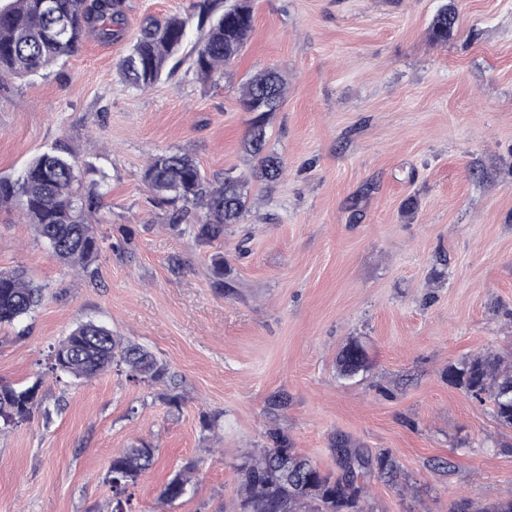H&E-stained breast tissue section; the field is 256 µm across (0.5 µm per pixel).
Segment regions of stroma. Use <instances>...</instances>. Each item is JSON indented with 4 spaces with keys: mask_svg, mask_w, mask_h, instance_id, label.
Instances as JSON below:
<instances>
[{
    "mask_svg": "<svg viewBox=\"0 0 512 512\" xmlns=\"http://www.w3.org/2000/svg\"><path fill=\"white\" fill-rule=\"evenodd\" d=\"M193 0H122L124 32L0 95V176L63 141L106 176L94 274L61 265L17 210L0 209V270L28 269L45 299L0 327V381L40 382V410L0 430V512H112V456L151 441L129 512H234L241 449L269 430L336 471L334 440L395 457L411 494L378 479L371 512H448L512 494V429L449 383V365L512 352V0H253L240 56L209 80L188 65L145 91L118 61L145 18ZM457 21L428 36L440 6ZM286 80L268 123L278 180L254 177L239 105L250 75ZM192 154L210 178L248 179V213L213 245L169 228L142 182L150 157ZM223 252L234 294L212 286ZM92 319L166 362L185 395L110 371L48 370ZM361 343L369 366L340 378ZM217 416L215 431L203 416ZM196 466L193 487L160 492ZM194 469L185 467L179 470L163 487L161 497L168 502H175L183 498L192 485Z\"/></svg>",
    "mask_w": 512,
    "mask_h": 512,
    "instance_id": "stroma-1",
    "label": "stroma"
}]
</instances>
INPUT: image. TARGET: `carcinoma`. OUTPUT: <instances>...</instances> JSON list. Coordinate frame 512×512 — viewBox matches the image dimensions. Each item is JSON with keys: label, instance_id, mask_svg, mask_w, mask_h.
<instances>
[{"label": "carcinoma", "instance_id": "1", "mask_svg": "<svg viewBox=\"0 0 512 512\" xmlns=\"http://www.w3.org/2000/svg\"><path fill=\"white\" fill-rule=\"evenodd\" d=\"M9 0L0 6V79L42 74L64 57L78 54L90 36L110 44L123 34L120 0ZM198 24L208 26L191 52L190 68L210 76L234 61L254 27L252 0H240L235 11L222 9V0H194ZM189 20L171 16L164 21L146 18L129 53L118 63V75L126 84L144 90L163 73L173 75L182 64L176 60L190 37ZM454 22L448 10L437 11L430 24L433 41L448 42ZM284 94V80L272 67L257 71L243 84L240 105L251 113L245 139L246 150L257 160L256 177L273 182L282 173L279 158L267 150L266 125ZM82 163L63 142L33 157L16 179L0 176V208L13 207L33 225L37 236L64 265L93 273L101 248L96 217L105 205L100 184L79 191ZM142 181L154 206L169 212V225L208 244L224 237V230L239 224L246 214L247 183L224 175L205 177L187 152L153 155L142 173ZM211 267L216 287L230 293L234 285L227 277L224 256L215 254ZM43 299V289L34 285L21 268L0 271V326L21 321ZM348 343L338 358V374L352 378L368 366L366 351L356 352ZM114 370L134 383L158 384L166 389L163 399L172 410H180L184 394L167 364L144 348L124 343L112 329L93 320L83 321L52 351L50 371L89 381ZM448 382L476 400L490 404L497 423L512 428V354L492 350L448 366ZM42 379L15 387L0 381V425L17 424L41 407ZM261 448L240 451L235 512H368L367 484L359 477L392 481L398 464L392 453L373 455L340 441L336 455L342 469L333 476L313 459L292 448L288 437L272 432ZM155 446L140 440L112 457L106 480L112 486V512H127L128 491L155 463ZM193 468L179 470L163 487L168 502L183 498L192 485ZM450 512H512V497L487 507L464 500Z\"/></svg>", "mask_w": 512, "mask_h": 512}]
</instances>
